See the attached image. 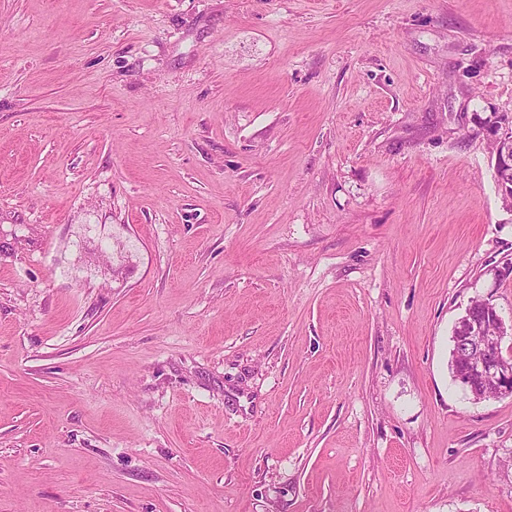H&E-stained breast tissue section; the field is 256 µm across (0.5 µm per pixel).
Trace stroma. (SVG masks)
<instances>
[{
    "mask_svg": "<svg viewBox=\"0 0 512 512\" xmlns=\"http://www.w3.org/2000/svg\"><path fill=\"white\" fill-rule=\"evenodd\" d=\"M512 0H0V512H512ZM503 123L506 131L495 139V162L504 167L502 170L496 169L499 184L504 181L509 185L512 182V125L509 122ZM476 309V317L478 319H484V324L488 331L494 335L499 326L496 319L485 318V308L482 299H476L473 301ZM460 320H464L466 323H471V330L475 336H479L478 330L479 325L472 323V317L470 308L465 310V313L460 317ZM499 322L502 324L503 331L499 332L496 336H479L478 341L480 343L481 353L478 355V359L472 362L464 369V373L460 374V378H468V376L476 375L483 379L487 383L493 384L497 389L498 397L512 396V358L511 355H504L502 344L507 336L508 327L499 315ZM477 377L470 378L471 386H474L476 398L486 399L494 396V390L491 386L482 383L481 379ZM466 385H469V378L467 379Z\"/></svg>",
    "mask_w": 512,
    "mask_h": 512,
    "instance_id": "stroma-1",
    "label": "stroma"
}]
</instances>
